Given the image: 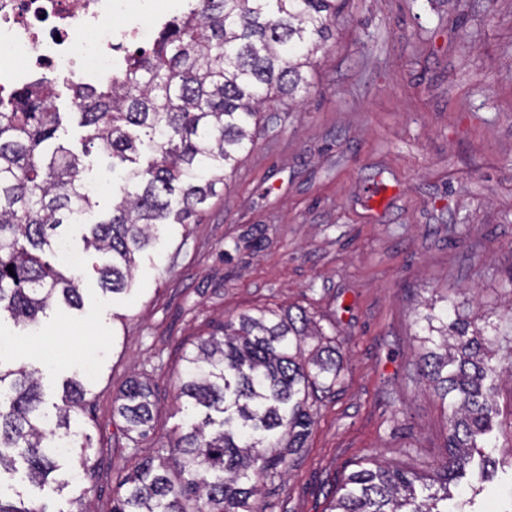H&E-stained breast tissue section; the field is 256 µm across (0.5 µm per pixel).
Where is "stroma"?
I'll list each match as a JSON object with an SVG mask.
<instances>
[{
	"mask_svg": "<svg viewBox=\"0 0 512 512\" xmlns=\"http://www.w3.org/2000/svg\"><path fill=\"white\" fill-rule=\"evenodd\" d=\"M309 92L271 98L227 186L198 223L159 228L127 292L105 294L70 230L84 304L39 325L0 322V360L37 370L45 403L66 378L91 386L72 416L94 474L63 491L0 475L27 502L68 512L112 496L139 458L166 447L183 416V354L224 320L262 307L306 311L343 342L340 382L315 392L314 423L284 477L261 484L264 512H330L368 457L430 473L447 453V415L417 374L415 303L430 290L492 324L512 311V0H343ZM148 378L152 431L132 445L112 398ZM512 439L498 435L489 481L454 501L512 512Z\"/></svg>",
	"mask_w": 512,
	"mask_h": 512,
	"instance_id": "1",
	"label": "stroma"
}]
</instances>
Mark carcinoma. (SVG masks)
Masks as SVG:
<instances>
[{
	"instance_id": "1",
	"label": "carcinoma",
	"mask_w": 512,
	"mask_h": 512,
	"mask_svg": "<svg viewBox=\"0 0 512 512\" xmlns=\"http://www.w3.org/2000/svg\"><path fill=\"white\" fill-rule=\"evenodd\" d=\"M341 8L338 0H187L112 85L73 89L85 145L112 159L121 182L112 212L84 237L106 258L93 267L101 290H127L137 253L160 226L198 222L200 206L253 145L263 103L310 89L311 57ZM55 99L48 79L0 92V319L16 324L36 322L59 300L82 304L78 279L48 260L96 205L80 156L59 142L64 113ZM486 318L460 314L446 295L425 301L415 320L419 376L449 412L448 452L430 475L368 459L331 512H468L470 499L448 510L449 485L491 458L499 383L512 387V325L491 336ZM184 361L186 430L123 477L112 512H263L259 484L286 473L313 423L309 398L340 379L336 337L303 313L266 308L224 322ZM8 379L0 472L19 457L29 481L44 484L66 457L56 436L70 434L71 411L84 408L88 389L68 380L48 413L34 372L0 367V399ZM151 396L147 382L132 379L112 401L134 443L152 429ZM0 512L49 510L16 504L0 488Z\"/></svg>"
}]
</instances>
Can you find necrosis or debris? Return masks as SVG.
I'll use <instances>...</instances> for the list:
<instances>
[{"instance_id":"4bbe7bcc","label":"necrosis or debris","mask_w":512,"mask_h":512,"mask_svg":"<svg viewBox=\"0 0 512 512\" xmlns=\"http://www.w3.org/2000/svg\"><path fill=\"white\" fill-rule=\"evenodd\" d=\"M143 0H0V89L38 74L76 87L111 83L154 39Z\"/></svg>"}]
</instances>
